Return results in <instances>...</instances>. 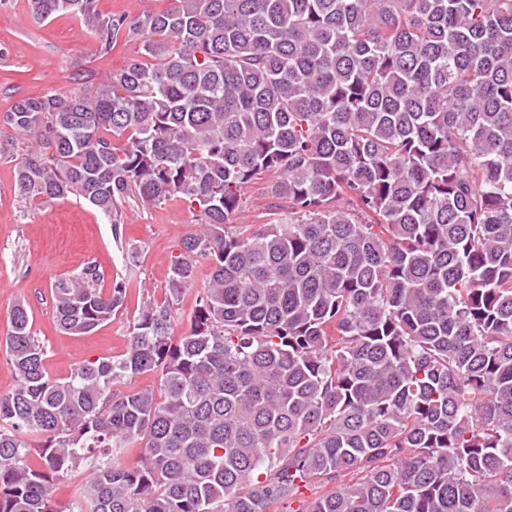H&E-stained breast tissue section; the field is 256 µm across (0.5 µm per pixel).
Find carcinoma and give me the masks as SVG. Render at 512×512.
Segmentation results:
<instances>
[{"instance_id":"carcinoma-1","label":"carcinoma","mask_w":512,"mask_h":512,"mask_svg":"<svg viewBox=\"0 0 512 512\" xmlns=\"http://www.w3.org/2000/svg\"><path fill=\"white\" fill-rule=\"evenodd\" d=\"M97 2L29 0L103 58L138 49L91 94L0 114L16 192L79 197L116 235L125 205L183 198L198 229L127 351L63 381L12 306L0 512H512V0ZM266 174L268 221L243 224ZM101 280L54 283L63 333L124 306ZM172 3L171 0H98V7L102 13H127L136 16L170 7ZM208 276V267L203 265L198 271V283L187 288L180 297L177 315L173 326V336H182L189 329V321L192 312L196 306L198 289L202 287L203 282Z\"/></svg>"}]
</instances>
